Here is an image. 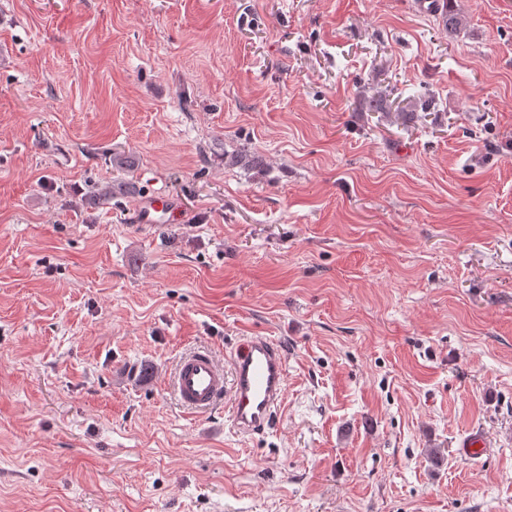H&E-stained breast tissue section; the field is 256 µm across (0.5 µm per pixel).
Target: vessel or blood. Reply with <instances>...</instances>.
<instances>
[{
  "label": "vessel or blood",
  "instance_id": "vessel-or-blood-1",
  "mask_svg": "<svg viewBox=\"0 0 512 512\" xmlns=\"http://www.w3.org/2000/svg\"><path fill=\"white\" fill-rule=\"evenodd\" d=\"M180 210L168 195L141 198L135 217L139 227L168 223ZM287 381V360L280 346L266 336H247L228 361L211 350L184 353L174 369L171 385L180 406L203 412L221 400L230 404V422L238 435L263 433L277 418Z\"/></svg>",
  "mask_w": 512,
  "mask_h": 512
}]
</instances>
